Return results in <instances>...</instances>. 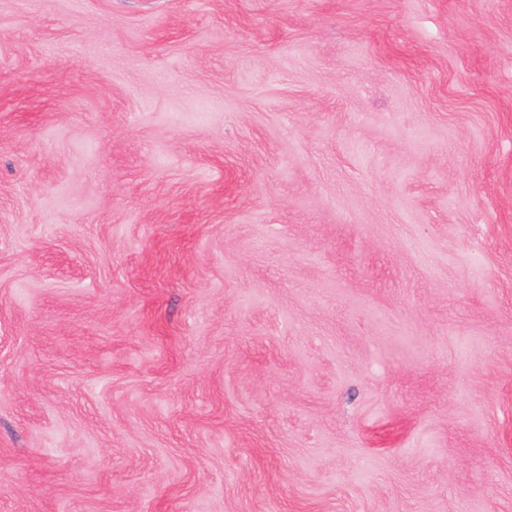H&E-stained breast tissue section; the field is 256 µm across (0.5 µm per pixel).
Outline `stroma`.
Wrapping results in <instances>:
<instances>
[{"label":"stroma","mask_w":512,"mask_h":512,"mask_svg":"<svg viewBox=\"0 0 512 512\" xmlns=\"http://www.w3.org/2000/svg\"><path fill=\"white\" fill-rule=\"evenodd\" d=\"M0 512H512V0H0Z\"/></svg>","instance_id":"obj_1"}]
</instances>
